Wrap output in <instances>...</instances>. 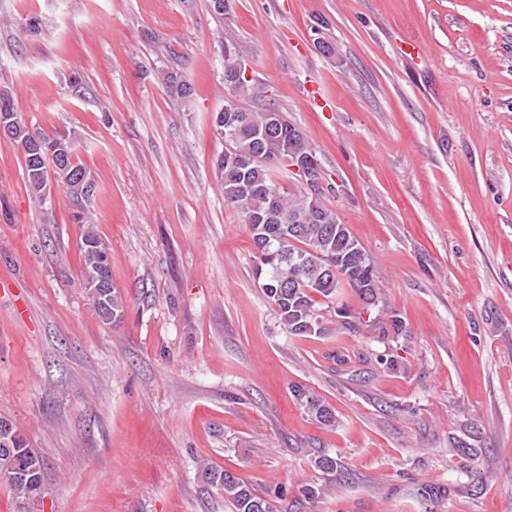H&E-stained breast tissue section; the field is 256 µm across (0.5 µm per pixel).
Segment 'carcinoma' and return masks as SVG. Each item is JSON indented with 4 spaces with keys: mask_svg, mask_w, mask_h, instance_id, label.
Instances as JSON below:
<instances>
[{
    "mask_svg": "<svg viewBox=\"0 0 512 512\" xmlns=\"http://www.w3.org/2000/svg\"><path fill=\"white\" fill-rule=\"evenodd\" d=\"M242 50L232 33H224V73L232 72ZM167 92L174 99L191 95L192 88L178 74L162 73ZM230 99L215 117L232 128L224 134V152L216 159L225 206L249 218L252 213H271L269 224H246L255 248L254 273L261 290L275 305L276 313L290 336H320L327 331L320 302L333 304L343 291L351 290L367 311L381 302L373 260L351 234L336 212L324 201V189L305 187L290 190L278 185L274 171L285 162L318 158L316 149L290 124L284 113L274 109L250 110L237 103L239 96H257L259 87L247 80H225ZM13 120L22 130L21 143L29 191L45 205L48 183L61 180L69 195L82 206L80 254L83 289L94 310L106 323L120 320L123 300L117 288L99 289L101 278L112 280L109 258L100 241L91 213L87 211L96 192V183L87 168L76 162L75 147L68 135L32 131L14 109L10 91L0 89V117ZM294 396L321 424L333 427L336 416L315 393L298 386ZM43 459L28 447L26 439L8 419L0 417V472L16 466L19 475L4 481L22 498L40 496ZM203 481L224 492L234 512H293L284 505L282 493L261 494L237 475L208 461L199 463ZM330 487L317 482L301 486L300 496L313 501Z\"/></svg>",
    "mask_w": 512,
    "mask_h": 512,
    "instance_id": "obj_1",
    "label": "carcinoma"
}]
</instances>
